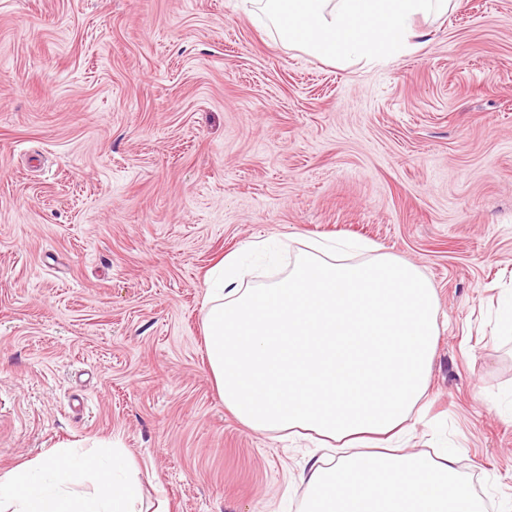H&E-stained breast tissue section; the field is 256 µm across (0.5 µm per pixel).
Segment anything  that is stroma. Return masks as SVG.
I'll use <instances>...</instances> for the list:
<instances>
[{"label": "stroma", "mask_w": 512, "mask_h": 512, "mask_svg": "<svg viewBox=\"0 0 512 512\" xmlns=\"http://www.w3.org/2000/svg\"><path fill=\"white\" fill-rule=\"evenodd\" d=\"M237 0H0V473L79 442L140 512H299L310 440L212 380L206 275L311 239L414 264L439 336L407 447L512 503V0H456L387 65L280 43ZM253 242L266 243L250 251Z\"/></svg>", "instance_id": "stroma-1"}]
</instances>
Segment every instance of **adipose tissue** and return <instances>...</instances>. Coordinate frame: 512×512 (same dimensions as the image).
<instances>
[{
	"mask_svg": "<svg viewBox=\"0 0 512 512\" xmlns=\"http://www.w3.org/2000/svg\"><path fill=\"white\" fill-rule=\"evenodd\" d=\"M285 45L330 63L384 64L419 45L417 18L450 0H247ZM374 257L308 242L291 272L246 285L239 254L205 298L206 355L220 398L256 431L317 436L326 457L300 475L305 512H484L451 455L397 439L426 396L438 336L429 281L369 244ZM135 460L104 443L59 448L0 474V512H137Z\"/></svg>",
	"mask_w": 512,
	"mask_h": 512,
	"instance_id": "1",
	"label": "adipose tissue"
}]
</instances>
